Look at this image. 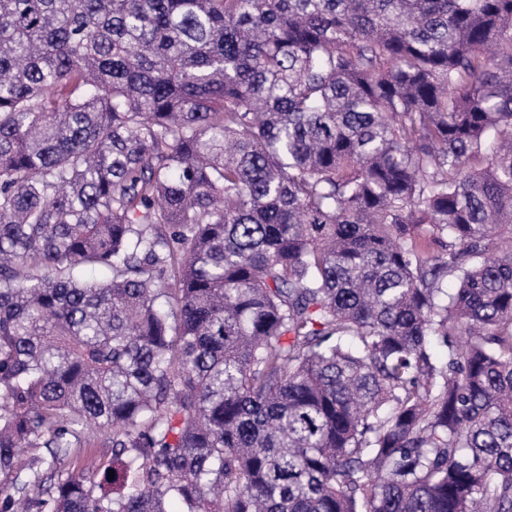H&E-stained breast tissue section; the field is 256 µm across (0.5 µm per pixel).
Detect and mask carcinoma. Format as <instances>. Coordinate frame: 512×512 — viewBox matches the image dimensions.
Instances as JSON below:
<instances>
[{"mask_svg": "<svg viewBox=\"0 0 512 512\" xmlns=\"http://www.w3.org/2000/svg\"><path fill=\"white\" fill-rule=\"evenodd\" d=\"M0 475L512 512V0H0Z\"/></svg>", "mask_w": 512, "mask_h": 512, "instance_id": "cac0c4a2", "label": "carcinoma"}]
</instances>
